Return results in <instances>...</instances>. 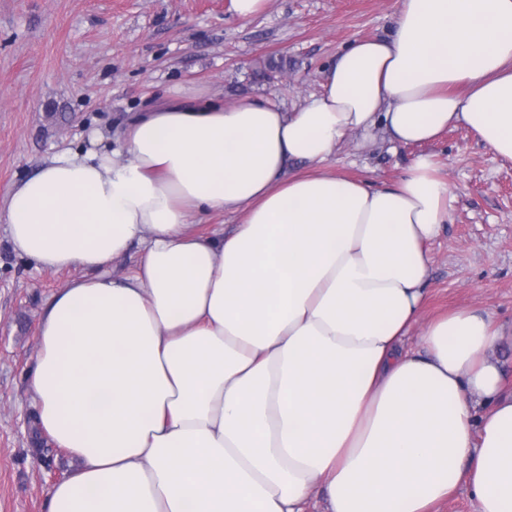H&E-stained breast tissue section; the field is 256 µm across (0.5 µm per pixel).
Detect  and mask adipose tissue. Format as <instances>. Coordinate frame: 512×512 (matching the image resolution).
<instances>
[{"label": "adipose tissue", "instance_id": "obj_1", "mask_svg": "<svg viewBox=\"0 0 512 512\" xmlns=\"http://www.w3.org/2000/svg\"><path fill=\"white\" fill-rule=\"evenodd\" d=\"M461 124L512 161V0H398L389 36L348 43L291 110L182 88L10 186L15 249L81 271L29 370L79 462L46 512H305L317 486L324 512H435L462 483L476 512H512L502 329L422 318L447 182L427 154L391 186L329 168L351 133ZM201 211L239 222L202 233Z\"/></svg>", "mask_w": 512, "mask_h": 512}]
</instances>
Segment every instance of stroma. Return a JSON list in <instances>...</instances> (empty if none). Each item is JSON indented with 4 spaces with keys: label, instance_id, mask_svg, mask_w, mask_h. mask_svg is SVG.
<instances>
[{
    "label": "stroma",
    "instance_id": "stroma-1",
    "mask_svg": "<svg viewBox=\"0 0 512 512\" xmlns=\"http://www.w3.org/2000/svg\"><path fill=\"white\" fill-rule=\"evenodd\" d=\"M398 0H267L241 18L231 0H0V197L50 156L114 134L179 87L231 105L266 98L291 109L319 92L336 53L382 38ZM283 62L270 79V61ZM431 155L456 201L430 245L426 316L491 312L506 338L495 352L512 385V162L466 127L434 143L390 146L353 134L332 171L394 183ZM76 270L50 272L19 256L0 221V512H45L46 492L76 462L52 442L34 455L26 372L52 293Z\"/></svg>",
    "mask_w": 512,
    "mask_h": 512
}]
</instances>
